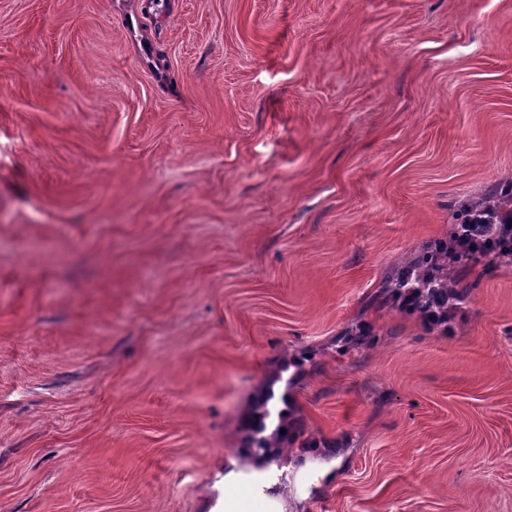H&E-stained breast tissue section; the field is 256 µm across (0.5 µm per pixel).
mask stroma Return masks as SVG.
Returning <instances> with one entry per match:
<instances>
[{
    "mask_svg": "<svg viewBox=\"0 0 512 512\" xmlns=\"http://www.w3.org/2000/svg\"><path fill=\"white\" fill-rule=\"evenodd\" d=\"M510 174L512 0H0V512H512V265L372 302ZM272 397L273 394L269 393L266 398L260 402L255 411L253 422H251L249 426V431L251 433L250 440L253 445L250 449L255 452L260 450L266 451L267 448H283L285 444L288 445L289 443H294L305 434V429L303 428L302 423L300 420H296L294 431L290 434L288 433L285 437L280 433L284 424L279 425L275 432L271 433L269 436L263 435L267 429L266 419L270 417V411L267 404L274 410L275 419L277 418V414H283L284 420L288 419V407L289 404H291V400L288 395L283 391L276 392L274 393V398L269 402ZM282 430H284V434H286V427H283Z\"/></svg>",
    "mask_w": 512,
    "mask_h": 512,
    "instance_id": "35a3bbf8",
    "label": "stroma"
}]
</instances>
